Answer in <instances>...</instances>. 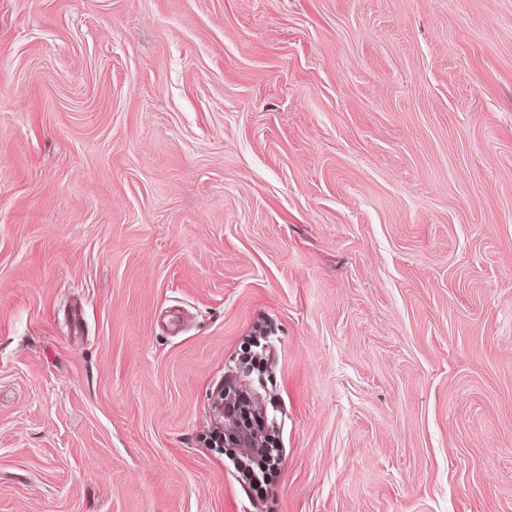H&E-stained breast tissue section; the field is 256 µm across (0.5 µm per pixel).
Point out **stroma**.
Listing matches in <instances>:
<instances>
[{"instance_id":"35a3bbf8","label":"stroma","mask_w":512,"mask_h":512,"mask_svg":"<svg viewBox=\"0 0 512 512\" xmlns=\"http://www.w3.org/2000/svg\"><path fill=\"white\" fill-rule=\"evenodd\" d=\"M0 512H512V0H0ZM228 381L220 385L213 393L211 409L214 420L210 431V443L216 442V447L233 448L238 450L242 456H250L257 447V435L254 431L241 427L236 415L225 425L221 418L224 417V388Z\"/></svg>"}]
</instances>
